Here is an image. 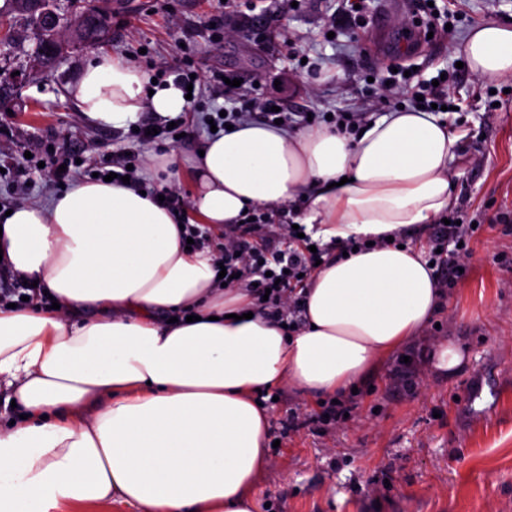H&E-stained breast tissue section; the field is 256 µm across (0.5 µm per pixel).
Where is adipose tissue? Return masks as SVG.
<instances>
[{
    "mask_svg": "<svg viewBox=\"0 0 512 512\" xmlns=\"http://www.w3.org/2000/svg\"><path fill=\"white\" fill-rule=\"evenodd\" d=\"M481 77H512V24L463 44ZM120 54L95 56L70 94L95 123L122 128L143 108L174 117L180 87L149 88ZM190 158L201 223L302 194L296 223L328 243L386 238L431 223L452 203L458 149L443 114L389 112L350 138L244 121ZM158 198L82 182L49 205L0 213V267L58 306L0 308V392L24 417L0 429V512H61L120 501L138 512H253L270 414L257 391L289 384L333 395L414 336L440 303L412 248L332 262L305 288L304 325L249 315L247 288L219 286L210 251L182 245Z\"/></svg>",
    "mask_w": 512,
    "mask_h": 512,
    "instance_id": "1",
    "label": "adipose tissue"
}]
</instances>
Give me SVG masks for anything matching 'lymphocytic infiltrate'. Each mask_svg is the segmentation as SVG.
Instances as JSON below:
<instances>
[{
  "label": "lymphocytic infiltrate",
  "instance_id": "lymphocytic-infiltrate-1",
  "mask_svg": "<svg viewBox=\"0 0 512 512\" xmlns=\"http://www.w3.org/2000/svg\"><path fill=\"white\" fill-rule=\"evenodd\" d=\"M211 79L213 93L218 100L213 107L216 114L214 123L219 128L241 121L245 113L250 112L259 115L263 123L269 126L278 120L287 126L327 121L332 127L340 129L341 133L353 135L371 121L374 109L398 106L402 96L413 89L417 90L419 98L412 101V108L433 104L441 107L451 103L445 86L436 87L429 82L415 85L410 78L400 79L392 75L387 85L381 86L379 93L375 94L370 105L355 103L349 109L330 116L322 112H292L285 107L275 113L271 110L272 99L263 96L252 97L245 110L241 111L234 106L227 109L221 107L219 100L224 96L221 72H212ZM45 161L50 166V177L58 184H70L78 176L89 179L112 172L120 177H129L131 185L143 183L137 170L131 167L132 154L119 149L111 151L104 161L97 164L85 160L79 162L72 157L62 162L52 151L47 152ZM185 234L193 239L197 248L214 247L218 262L223 263L228 274V286L246 283L251 288L256 309L279 317L281 323L289 326L299 323L300 291L306 288L316 273L317 262L327 263L342 257L343 253L367 247L366 242L356 237L336 244L313 246L311 238L298 237L291 225H274L273 212L265 207L254 208L250 216L242 217L240 223L225 225L224 236L219 241H212L205 230L195 225L186 226ZM474 234V228L466 223L442 226L434 250L428 253L429 261L434 262L435 266H447L450 283H458L463 278L461 270L465 266V257L470 254L469 243Z\"/></svg>",
  "mask_w": 512,
  "mask_h": 512
}]
</instances>
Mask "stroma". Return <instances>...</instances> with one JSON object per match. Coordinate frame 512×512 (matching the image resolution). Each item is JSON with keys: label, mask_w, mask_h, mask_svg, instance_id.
<instances>
[{"label": "stroma", "mask_w": 512, "mask_h": 512, "mask_svg": "<svg viewBox=\"0 0 512 512\" xmlns=\"http://www.w3.org/2000/svg\"><path fill=\"white\" fill-rule=\"evenodd\" d=\"M463 19L448 35L421 39L410 53L372 50L361 55L356 41L370 30L345 29L338 41L323 33L340 15L334 0H300L280 13L246 16L243 0H125L112 15L109 41L75 47L52 67L29 71L39 30L33 15L9 11L7 44L0 68L22 71L24 83L0 100V144L10 143L0 178V210L19 203H49L58 188L48 176L19 191L11 174L24 169L25 155L53 138L88 160L117 147H133L132 127L96 124L79 112L69 89L97 54L131 56L136 65L166 69L179 64L178 44L196 48L202 74L223 70L240 79L239 93L259 88L289 110L324 112L360 97L365 80L388 64L419 66L424 78L437 75L461 55L468 32L489 21L512 20V0H461ZM226 35L211 44V24ZM300 36L299 53L310 64L290 61L282 42ZM501 78L458 72L451 88L459 152L450 165L455 185L447 213L477 223L470 242L468 276L448 289L418 340L451 341L463 354L456 373L433 363L416 371L408 387L396 390L391 377L400 352L381 359L357 384L359 408L351 418L325 428L313 414L332 404L329 396L285 385L268 402V465L249 495L253 512H512V96ZM147 183L176 186L193 197L189 166L161 169L154 148L141 151Z\"/></svg>", "instance_id": "1"}]
</instances>
